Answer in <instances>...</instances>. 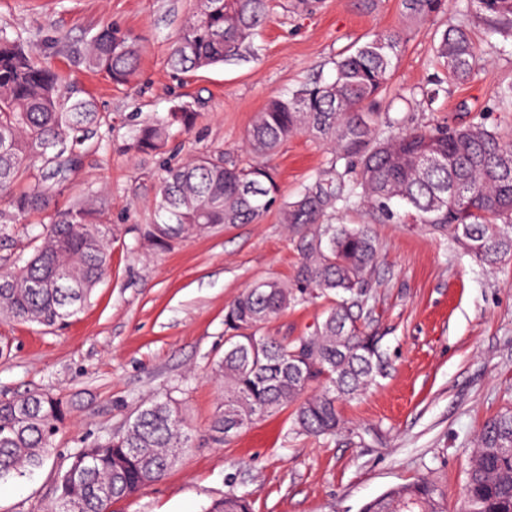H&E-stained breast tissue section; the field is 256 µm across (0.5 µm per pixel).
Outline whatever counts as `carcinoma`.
<instances>
[{
    "label": "carcinoma",
    "instance_id": "carcinoma-1",
    "mask_svg": "<svg viewBox=\"0 0 512 512\" xmlns=\"http://www.w3.org/2000/svg\"><path fill=\"white\" fill-rule=\"evenodd\" d=\"M463 13L492 35L512 41V0H460ZM404 17L425 22L443 0H402ZM269 0H193L170 48L177 72L207 69L246 56L269 22ZM402 38L378 32L334 62L329 82L317 79L284 97L270 98L247 130L256 155L273 153L289 138L309 135L330 146L325 168L295 199L280 206L281 222L297 235L300 262L290 283L268 279L241 293L224 315V355L217 375L224 405L211 431L223 443L231 421L244 429L288 407L292 431L333 438L337 404L365 390L381 370L378 337L360 323L366 288L378 259L371 225L421 224L453 238L474 259L496 263L512 256V143L483 121L403 129L378 111ZM139 57L135 37L116 27L88 44L86 66L122 85ZM445 79L464 83L479 64L465 25L444 30L435 48ZM61 75L20 39L0 31V198L23 177L27 190L0 207V237L26 215L48 206L42 174L75 170L100 113L90 98L64 95ZM496 107L512 112V84L495 93ZM190 105L137 128L128 149L164 152L173 130L188 133ZM275 173L199 153L163 169L155 220L143 236L166 248L219 224H258L277 201ZM363 213L361 224H327L336 213ZM39 244L16 273L0 274V318L59 327L76 315L108 272L112 231L91 202L46 216ZM329 299L313 331L294 341L267 336L272 319L313 296ZM62 401L43 392L0 399V482L41 467L64 426ZM191 441L186 415L173 398L154 399L116 434L99 436L72 456L44 512H111L112 502L162 479ZM441 491L428 479L396 487L363 512H442ZM206 512H252L248 494L228 493ZM462 512H512V410L485 423L473 449Z\"/></svg>",
    "mask_w": 512,
    "mask_h": 512
}]
</instances>
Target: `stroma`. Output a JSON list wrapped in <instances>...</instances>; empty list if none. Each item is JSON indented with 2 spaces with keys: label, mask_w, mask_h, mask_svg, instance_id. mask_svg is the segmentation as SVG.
<instances>
[{
  "label": "stroma",
  "mask_w": 512,
  "mask_h": 512,
  "mask_svg": "<svg viewBox=\"0 0 512 512\" xmlns=\"http://www.w3.org/2000/svg\"><path fill=\"white\" fill-rule=\"evenodd\" d=\"M190 0H0V30L20 37L63 77L62 91L93 98L102 117L99 147L78 168L49 180L51 207L90 198L112 227L109 271L90 302L60 328L0 319V398L45 392L68 407L43 466L0 485V512H43L57 474L84 441L121 431L138 407L171 397L192 440L179 462L112 512H205L212 501L250 494L253 512H362L391 488L425 477L443 492L442 512H460L475 439L512 407V258L477 262L455 242L418 224H377L379 259L363 320L379 336L382 370L356 399L339 405L344 425L323 439L290 431L289 411L262 419L228 443L208 438L222 401L213 372L224 353V312L255 283L290 280L299 262L294 236L271 209L259 224H227L162 249L144 239L163 167L221 154L241 165L258 158L244 134L268 99L314 78L378 31L403 33L392 90L430 87L438 69L433 35L466 24L480 63L463 84L444 83L434 101L395 102L406 126L486 124L512 130L495 92L512 83V45L486 36L456 0L426 23L405 26L401 0H271L254 52L195 73L166 64ZM132 33L141 46L130 84L113 85L86 68L82 52L102 25ZM187 103L199 117L164 155L136 156L126 144L144 121ZM329 157L298 135L266 157L293 198ZM42 222L32 214L0 238V272L31 255ZM325 299L288 309L266 335H307Z\"/></svg>",
  "instance_id": "obj_1"
}]
</instances>
